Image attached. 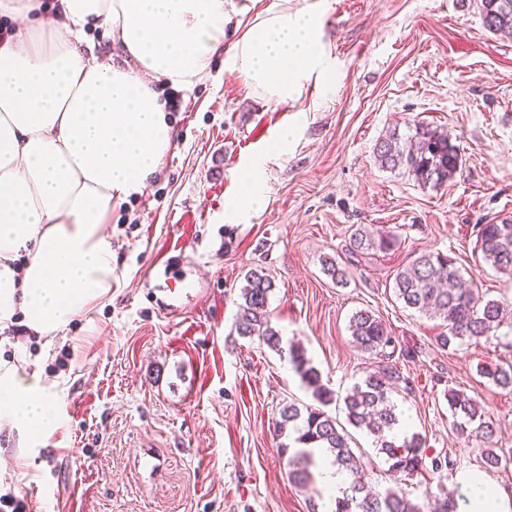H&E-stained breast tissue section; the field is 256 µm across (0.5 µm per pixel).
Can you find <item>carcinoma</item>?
<instances>
[{
	"mask_svg": "<svg viewBox=\"0 0 512 512\" xmlns=\"http://www.w3.org/2000/svg\"><path fill=\"white\" fill-rule=\"evenodd\" d=\"M480 9L489 30L512 32V0H480ZM374 155L382 168L404 172L419 185L433 189L452 179L461 163L459 146L447 133L419 123L404 135L397 128L390 130L375 144ZM395 245L392 236L359 224L352 229L347 251L356 256L368 250H388ZM476 248L486 264L512 275V218L492 219L477 225ZM245 281L237 332L241 336H256L263 344L277 349L280 336L271 325L269 311L272 281L257 268L246 273ZM393 291L404 307L430 313L447 323L448 335L440 337L444 348L455 347L467 339L490 336L501 328L507 329L505 337L512 336V304L486 299L478 290L463 286L453 258L444 253L425 252L414 257L396 273ZM349 330L354 348L376 358L377 362L343 397L347 419L352 426L374 437L377 452L386 456L394 475L410 476L425 467L427 454L419 435L400 440L394 434L399 416L392 393L400 384L407 383L394 359L395 338L383 320L369 310L356 312ZM290 361L319 403L317 407L303 408L294 403L285 405L276 423L278 432L292 430L296 434L294 442L302 446L288 457V479L293 484L304 487L314 482L309 449L325 448L350 478L343 496L336 500L334 512H458V503L446 496H429L423 509L400 490L389 489L383 494L372 491L345 432L323 410L333 400V394L320 383L318 370L300 348L290 350ZM480 373L495 385L512 390V364L483 368ZM444 397L452 415V429L458 436L481 441L493 436L496 424L475 398L454 388L445 390ZM481 455L483 464L489 466L512 461L511 451L500 454L494 448H483Z\"/></svg>",
	"mask_w": 512,
	"mask_h": 512,
	"instance_id": "1",
	"label": "carcinoma"
}]
</instances>
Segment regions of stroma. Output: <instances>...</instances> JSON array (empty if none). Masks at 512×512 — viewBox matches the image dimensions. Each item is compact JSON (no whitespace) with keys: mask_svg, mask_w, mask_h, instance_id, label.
Returning <instances> with one entry per match:
<instances>
[{"mask_svg":"<svg viewBox=\"0 0 512 512\" xmlns=\"http://www.w3.org/2000/svg\"><path fill=\"white\" fill-rule=\"evenodd\" d=\"M324 2L331 92L312 84L276 106L220 58L208 80L164 90L173 144L144 193L112 211L111 298L61 335L17 324L0 337V360L41 369L65 423L35 439L0 428V512H324L317 485L289 481L288 438L275 426L282 405L314 402L289 361L297 345L336 396L328 413L344 421L340 399L373 363L348 330L361 309L407 353L399 365L409 384L392 396L407 434L457 462L399 485L422 505L431 491L466 492L478 473L512 508V463L484 470L482 444L457 437L443 396L451 386L477 399L496 420L485 445L512 449V391L479 373L512 363V347L488 336L441 349L443 319L403 308L392 291L402 266L442 252L483 296L512 301V276L482 262L474 233L512 217V37L485 27L478 0ZM417 122L460 147L444 187H421L375 160L380 137ZM286 126L294 138L275 149ZM255 165L266 202L238 224V175ZM354 224L398 244L349 256ZM166 259L196 283L178 314L146 290ZM329 260L348 269L346 285L325 273ZM256 266L275 284L276 351L235 330ZM349 435L366 481L379 492L397 485L372 437Z\"/></svg>","mask_w":512,"mask_h":512,"instance_id":"1","label":"stroma"}]
</instances>
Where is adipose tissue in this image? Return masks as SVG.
Here are the masks:
<instances>
[{
    "instance_id": "obj_1",
    "label": "adipose tissue",
    "mask_w": 512,
    "mask_h": 512,
    "mask_svg": "<svg viewBox=\"0 0 512 512\" xmlns=\"http://www.w3.org/2000/svg\"><path fill=\"white\" fill-rule=\"evenodd\" d=\"M225 0H0V332L17 315L51 335L112 290L114 206L142 194L172 144L157 84L202 82L217 57L267 102L327 81L323 0L272 5L233 42ZM119 49L101 60L87 28ZM0 420L62 428L40 373L0 371Z\"/></svg>"
}]
</instances>
